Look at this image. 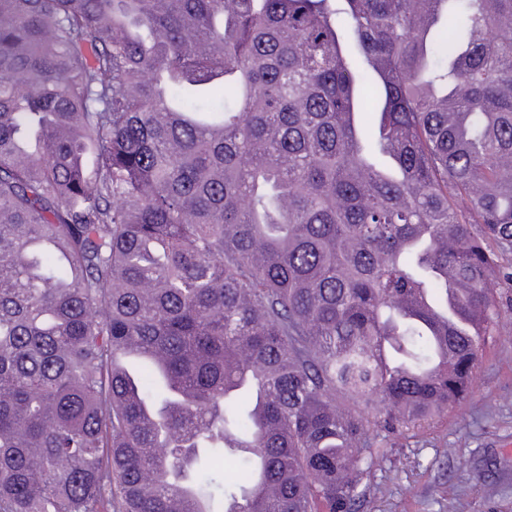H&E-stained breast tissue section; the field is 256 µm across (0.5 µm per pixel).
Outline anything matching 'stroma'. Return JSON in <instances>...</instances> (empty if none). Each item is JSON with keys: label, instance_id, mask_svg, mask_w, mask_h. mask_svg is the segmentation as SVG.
I'll return each instance as SVG.
<instances>
[{"label": "stroma", "instance_id": "1", "mask_svg": "<svg viewBox=\"0 0 512 512\" xmlns=\"http://www.w3.org/2000/svg\"><path fill=\"white\" fill-rule=\"evenodd\" d=\"M502 297L467 399L412 438L369 431L386 457L360 512H512V288Z\"/></svg>", "mask_w": 512, "mask_h": 512}]
</instances>
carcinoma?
<instances>
[{
	"instance_id": "carcinoma-1",
	"label": "carcinoma",
	"mask_w": 512,
	"mask_h": 512,
	"mask_svg": "<svg viewBox=\"0 0 512 512\" xmlns=\"http://www.w3.org/2000/svg\"><path fill=\"white\" fill-rule=\"evenodd\" d=\"M509 285L512 0H0V512H358Z\"/></svg>"
}]
</instances>
